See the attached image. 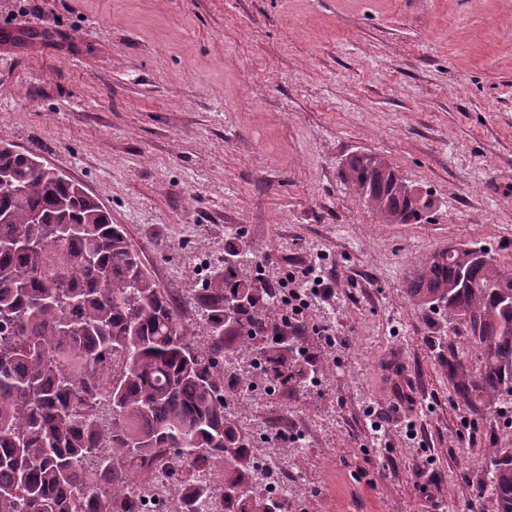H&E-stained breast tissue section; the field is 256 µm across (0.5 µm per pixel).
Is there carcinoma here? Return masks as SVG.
<instances>
[{"mask_svg":"<svg viewBox=\"0 0 512 512\" xmlns=\"http://www.w3.org/2000/svg\"><path fill=\"white\" fill-rule=\"evenodd\" d=\"M0 171L10 176L0 183V512H141L132 475L161 458L179 512H200L212 490L180 480L182 470L217 464L220 512H288L257 490L251 438L226 412L238 387L218 370L224 337L242 336L271 385L287 391L307 375L259 313L273 295L255 287L251 260L229 246L241 260L205 289V352L81 183L34 150L2 145ZM345 181L385 222L415 224L431 207L412 205L404 180L371 153L352 157ZM408 292L446 307L471 336L479 372L450 371L461 398L474 407L512 396V270L455 248L436 253ZM236 294L245 305L226 329L225 300ZM490 488L498 512H512V463L495 462Z\"/></svg>","mask_w":512,"mask_h":512,"instance_id":"obj_1","label":"carcinoma"}]
</instances>
